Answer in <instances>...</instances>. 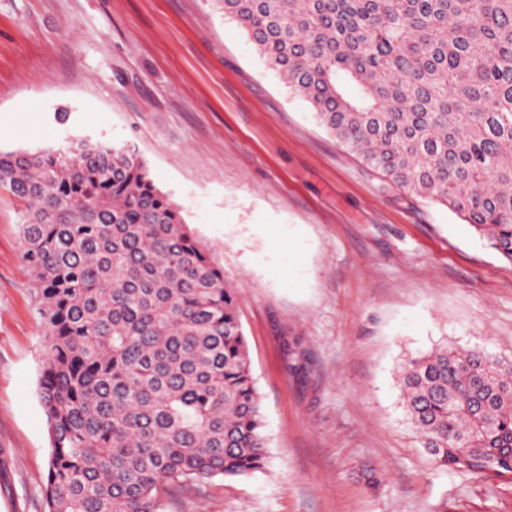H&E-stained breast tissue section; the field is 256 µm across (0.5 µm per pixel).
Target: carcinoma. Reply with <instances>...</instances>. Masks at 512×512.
<instances>
[{
	"mask_svg": "<svg viewBox=\"0 0 512 512\" xmlns=\"http://www.w3.org/2000/svg\"><path fill=\"white\" fill-rule=\"evenodd\" d=\"M321 125L512 262V0H220ZM46 328L45 512H165L267 446L224 269L126 146L0 152ZM402 407L438 466L512 474V361L409 359Z\"/></svg>",
	"mask_w": 512,
	"mask_h": 512,
	"instance_id": "carcinoma-1",
	"label": "carcinoma"
}]
</instances>
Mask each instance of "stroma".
Here are the masks:
<instances>
[{"label":"stroma","instance_id":"35a3bbf8","mask_svg":"<svg viewBox=\"0 0 512 512\" xmlns=\"http://www.w3.org/2000/svg\"><path fill=\"white\" fill-rule=\"evenodd\" d=\"M130 146L235 289L266 468L171 512H512L400 405L442 345L512 360V263L348 151L218 0H0V152ZM45 328L0 193V512H44Z\"/></svg>","mask_w":512,"mask_h":512}]
</instances>
